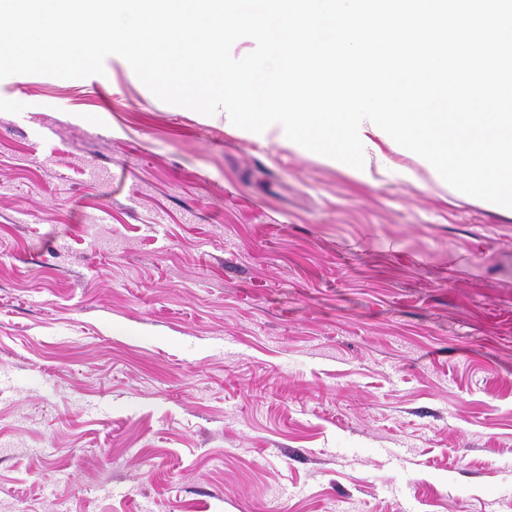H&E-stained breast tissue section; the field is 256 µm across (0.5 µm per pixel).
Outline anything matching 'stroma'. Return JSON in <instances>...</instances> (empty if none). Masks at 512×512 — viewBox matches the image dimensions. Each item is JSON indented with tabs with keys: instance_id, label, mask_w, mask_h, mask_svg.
<instances>
[{
	"instance_id": "obj_1",
	"label": "stroma",
	"mask_w": 512,
	"mask_h": 512,
	"mask_svg": "<svg viewBox=\"0 0 512 512\" xmlns=\"http://www.w3.org/2000/svg\"><path fill=\"white\" fill-rule=\"evenodd\" d=\"M104 67L0 80V512H512V217Z\"/></svg>"
}]
</instances>
